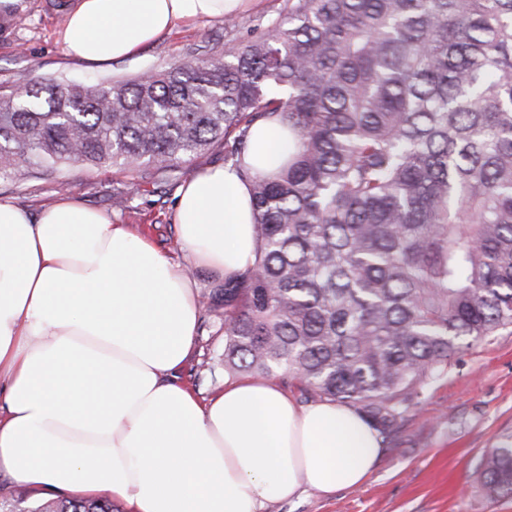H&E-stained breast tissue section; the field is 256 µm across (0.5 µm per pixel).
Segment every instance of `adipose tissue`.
Returning <instances> with one entry per match:
<instances>
[{
  "label": "adipose tissue",
  "mask_w": 512,
  "mask_h": 512,
  "mask_svg": "<svg viewBox=\"0 0 512 512\" xmlns=\"http://www.w3.org/2000/svg\"><path fill=\"white\" fill-rule=\"evenodd\" d=\"M249 3L65 0L61 45L106 63ZM249 139L246 160L265 175L293 147L272 121ZM174 221L181 247L223 275L254 257L249 189L233 166L193 175ZM198 319L194 283L111 214L73 195L36 217L0 201V473L29 490L109 495L129 512H261L373 472L379 434L347 406H298L258 375L207 397L179 383Z\"/></svg>",
  "instance_id": "obj_1"
}]
</instances>
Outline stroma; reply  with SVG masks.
Wrapping results in <instances>:
<instances>
[{"label": "stroma", "instance_id": "1", "mask_svg": "<svg viewBox=\"0 0 512 512\" xmlns=\"http://www.w3.org/2000/svg\"><path fill=\"white\" fill-rule=\"evenodd\" d=\"M62 0H17L0 13V91L48 78L92 83L132 79L183 61L205 59L256 37L288 10V0H259L235 20L178 24L170 33L127 59L107 65L80 62L62 51ZM113 169L91 171L74 163L13 183H0V199L31 213L78 195L148 238L171 261L190 268L198 295L223 287L218 272L194 263L180 249L173 212L179 185L143 183L140 194L120 203L112 189L129 181ZM218 311L201 310L194 355L178 372L195 393L206 396L224 385V332ZM512 434V334L502 332L455 356L431 382L418 404L383 440L385 453L359 486L330 495L304 491L289 501L266 502L262 512H512V499L492 500L481 491V459Z\"/></svg>", "mask_w": 512, "mask_h": 512}]
</instances>
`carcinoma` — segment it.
Masks as SVG:
<instances>
[{
  "label": "carcinoma",
  "instance_id": "obj_1",
  "mask_svg": "<svg viewBox=\"0 0 512 512\" xmlns=\"http://www.w3.org/2000/svg\"><path fill=\"white\" fill-rule=\"evenodd\" d=\"M262 119L294 140L270 177L243 164ZM216 144L250 187L257 242L224 278V371L384 434L462 348L512 334V0H288L200 62L0 93V182L70 163L169 182ZM480 486L512 496L511 435Z\"/></svg>",
  "mask_w": 512,
  "mask_h": 512
}]
</instances>
